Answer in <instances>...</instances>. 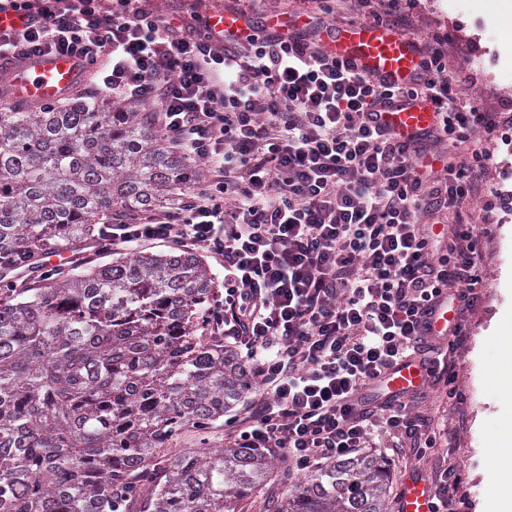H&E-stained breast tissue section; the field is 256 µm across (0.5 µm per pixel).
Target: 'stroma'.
<instances>
[{
  "label": "stroma",
  "mask_w": 512,
  "mask_h": 512,
  "mask_svg": "<svg viewBox=\"0 0 512 512\" xmlns=\"http://www.w3.org/2000/svg\"><path fill=\"white\" fill-rule=\"evenodd\" d=\"M161 15H209L230 7L241 14L309 12L329 22L357 18L402 22L408 36L442 45L448 68L464 94L481 111L503 121L485 146L492 155L477 190L472 212L482 261L476 271L479 300L469 313L466 340L456 353V386L462 402L438 385L415 407L429 426L449 422L458 428L454 449H431L416 459L412 448L390 456L395 488L416 476L454 463L464 474L468 512H481L512 487V356L501 353L512 341V0H148ZM498 453L499 473L488 467Z\"/></svg>",
  "instance_id": "obj_1"
}]
</instances>
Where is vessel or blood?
Wrapping results in <instances>:
<instances>
[{"label":"vessel or blood","instance_id":"obj_1","mask_svg":"<svg viewBox=\"0 0 512 512\" xmlns=\"http://www.w3.org/2000/svg\"><path fill=\"white\" fill-rule=\"evenodd\" d=\"M320 44L323 51L376 79L405 82L420 71L418 42L373 22L337 25L322 34ZM11 72L14 99L28 104L59 99L75 91L83 78L76 60L61 55H47L34 63L14 65ZM374 121L390 126L405 141L430 130L434 114L426 106L386 103L379 106ZM424 374L419 361L408 360L389 375L388 386L395 393L410 392L419 388ZM431 497L425 481L408 479L401 490L400 512H429Z\"/></svg>","mask_w":512,"mask_h":512}]
</instances>
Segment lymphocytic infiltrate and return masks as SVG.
Listing matches in <instances>:
<instances>
[{"label": "lymphocytic infiltrate", "instance_id": "f902f5d3", "mask_svg": "<svg viewBox=\"0 0 512 512\" xmlns=\"http://www.w3.org/2000/svg\"><path fill=\"white\" fill-rule=\"evenodd\" d=\"M0 10L29 17L0 29V60L78 59L97 95L149 106L164 139L202 164L180 201L104 227L92 249L156 240L206 249L223 268L214 331L256 379L246 415L224 422L232 445L266 449L299 474L380 447L388 433L453 447L454 433H423L406 403L365 396L410 357L428 384L454 377L463 328L450 325L441 346L430 318L440 303L462 316L478 300L466 206L490 159L480 143L499 122L459 95L440 48L423 51L415 81L388 84L322 51L305 28L191 34L142 0H44L36 10L0 0ZM398 98L431 102L427 141L371 124L378 104ZM430 143L471 145L470 158L436 168ZM435 482L431 512H466L456 465Z\"/></svg>", "mask_w": 512, "mask_h": 512}]
</instances>
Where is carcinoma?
Masks as SVG:
<instances>
[{"instance_id":"carcinoma-1","label":"carcinoma","mask_w":512,"mask_h":512,"mask_svg":"<svg viewBox=\"0 0 512 512\" xmlns=\"http://www.w3.org/2000/svg\"><path fill=\"white\" fill-rule=\"evenodd\" d=\"M196 167L141 108L92 95L0 107V256L76 253L162 210ZM198 252H118L0 293V512H385L388 460L302 477L210 432L254 383L209 321ZM280 499L256 500L267 481Z\"/></svg>"}]
</instances>
